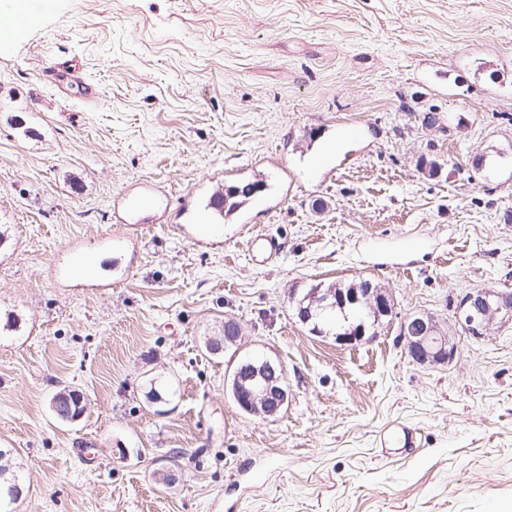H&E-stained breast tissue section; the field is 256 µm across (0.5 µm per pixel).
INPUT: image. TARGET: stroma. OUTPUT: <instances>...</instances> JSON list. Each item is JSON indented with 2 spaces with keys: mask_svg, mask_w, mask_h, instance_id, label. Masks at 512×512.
<instances>
[{
  "mask_svg": "<svg viewBox=\"0 0 512 512\" xmlns=\"http://www.w3.org/2000/svg\"><path fill=\"white\" fill-rule=\"evenodd\" d=\"M249 182L244 218L199 223ZM139 183L168 219L121 227ZM256 235L275 262H249ZM363 280L395 310L362 340L297 318ZM484 287L512 291V0H53L0 39L15 512H512V323H455ZM413 313L459 336L452 361L409 360ZM228 317L238 347L210 352ZM251 354L285 368L278 417L226 386ZM396 424L413 452L378 448ZM84 395L75 389H63L51 400V409L55 416L62 421H73L78 418L83 410ZM73 404L76 411H73Z\"/></svg>",
  "mask_w": 512,
  "mask_h": 512,
  "instance_id": "1",
  "label": "stroma"
}]
</instances>
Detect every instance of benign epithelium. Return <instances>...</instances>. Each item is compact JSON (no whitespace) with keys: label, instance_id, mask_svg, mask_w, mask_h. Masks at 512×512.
<instances>
[{"label":"benign epithelium","instance_id":"1","mask_svg":"<svg viewBox=\"0 0 512 512\" xmlns=\"http://www.w3.org/2000/svg\"><path fill=\"white\" fill-rule=\"evenodd\" d=\"M348 305L362 308L375 318L389 316L394 302L381 287L368 284L362 288L311 289L295 300L298 318L306 323L313 318V309L344 308ZM512 321V292L495 288H476L467 293L459 303L456 321L465 333L480 337L495 320ZM366 333L364 322L351 325L336 334L345 343L355 342ZM239 323L230 318L224 321V340L210 344L220 351L238 345ZM402 339L406 341L407 354L419 365L444 364L451 361L457 352V337L443 333L433 316L414 314L402 324ZM231 393L238 406L250 415L263 418L278 416L288 404L286 372L279 363L261 356L242 359L238 362L231 379ZM85 398L75 389H64L51 400V409L62 421H73L83 410Z\"/></svg>","mask_w":512,"mask_h":512}]
</instances>
